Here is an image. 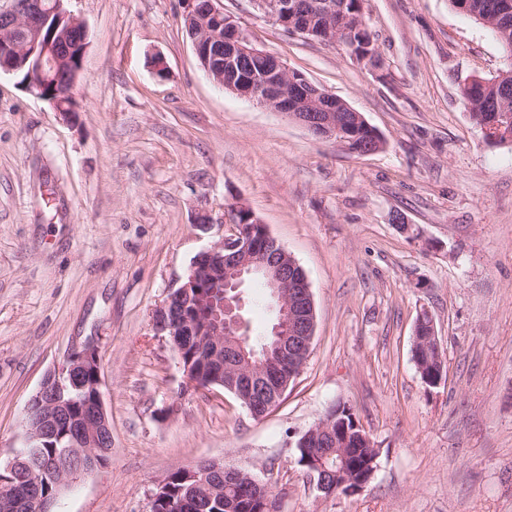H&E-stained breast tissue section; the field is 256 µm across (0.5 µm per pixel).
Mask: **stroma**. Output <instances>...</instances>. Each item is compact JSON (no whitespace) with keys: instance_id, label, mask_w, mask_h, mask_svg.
<instances>
[{"instance_id":"stroma-1","label":"stroma","mask_w":512,"mask_h":512,"mask_svg":"<svg viewBox=\"0 0 512 512\" xmlns=\"http://www.w3.org/2000/svg\"><path fill=\"white\" fill-rule=\"evenodd\" d=\"M216 5L384 145L351 153L214 84L181 0H65L88 41L75 112L0 73V465L46 373L92 340L112 455L54 512H150L159 481L208 459L271 480L279 512H512V143H487L461 95L512 58L449 0H364L378 70L252 0ZM238 199L303 267L317 313L302 373L259 419L223 389L187 387L151 325ZM244 299L250 336L268 335L267 288L248 281ZM424 311L445 350L436 387L412 358ZM340 403L377 470L363 491L325 495L293 443Z\"/></svg>"}]
</instances>
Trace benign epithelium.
<instances>
[{
  "label": "benign epithelium",
  "mask_w": 512,
  "mask_h": 512,
  "mask_svg": "<svg viewBox=\"0 0 512 512\" xmlns=\"http://www.w3.org/2000/svg\"><path fill=\"white\" fill-rule=\"evenodd\" d=\"M258 10L287 31L324 42L341 40L336 19L356 23L357 43L350 46L354 57L371 67L380 58L363 13V0H252ZM184 16L194 19L189 37L196 57L210 79L224 90L282 113L313 134L344 145L348 135L368 132L369 154L382 146L380 133L346 101L289 69L272 51L252 43L232 16L217 8L214 0H183ZM87 34L83 23L64 7V0H26L0 10V72H15L16 62L31 61L34 73L26 89L35 93L41 81L66 74L75 87L83 69ZM485 140L502 144L512 141V127L497 123L483 128ZM233 231L200 252L182 284L152 312L156 334L167 336L177 354L186 383L195 388L222 384L240 395L252 416L278 405L290 381L298 377L311 351L316 329V309L304 269L274 238L267 225L245 203L231 205ZM256 277L266 280L276 307L272 342L264 347V358L252 360L245 350L246 323L240 315L239 290ZM178 336H194L209 352L198 370L184 364L185 349ZM440 346L432 318L420 314L415 327L413 357L426 345ZM96 378V392L76 413H71L65 391L87 374ZM102 375L98 347L93 341L68 354L60 367L48 372L28 406L39 409L35 422L25 418V447L36 448L50 435L68 438L66 456L79 462L72 469H40L41 477L27 483L20 500L26 512H51L52 503L42 494L46 479L58 490L72 480L95 470L97 461L110 458L112 430L101 392ZM359 428L339 420L330 412L317 425L301 434L299 447L306 449V473L320 491H327L321 473L325 449L334 448L348 458L352 430ZM248 484L254 497L269 504L270 484L262 483L248 470L222 467L205 461L183 469L187 480L204 482L214 473Z\"/></svg>",
  "instance_id": "7a95c632"
}]
</instances>
